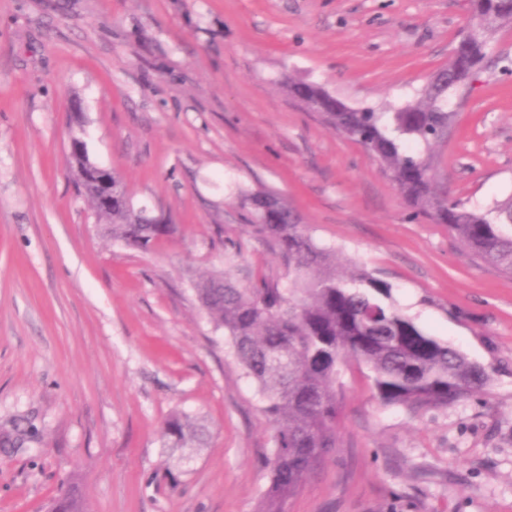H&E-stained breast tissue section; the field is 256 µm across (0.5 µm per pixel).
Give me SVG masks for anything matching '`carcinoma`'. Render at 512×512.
<instances>
[{
    "label": "carcinoma",
    "mask_w": 512,
    "mask_h": 512,
    "mask_svg": "<svg viewBox=\"0 0 512 512\" xmlns=\"http://www.w3.org/2000/svg\"><path fill=\"white\" fill-rule=\"evenodd\" d=\"M476 19L512 23V0H470ZM288 94L309 106L342 136L360 144L388 172L406 203L443 224L469 251L512 276V198L489 209L468 207L436 189L432 152L447 139L448 69L433 74L421 97L393 112L336 107L317 84L288 80ZM88 153L71 155L80 192L102 228L126 246L146 250L177 232L175 224H140L123 205L105 208L84 179ZM250 232L287 270L288 282L265 274L239 286L207 276L194 291L215 328L224 330L232 356L255 385L271 430L269 480L258 512H287L304 480L339 443L341 368L370 371L375 396L411 412L446 408L483 391L488 371L425 332L395 305L393 285L364 267L348 268L337 251L320 246L288 203L275 193L243 195ZM206 427L175 414L163 425L168 448L204 443ZM49 512H87L75 488Z\"/></svg>",
    "instance_id": "1"
}]
</instances>
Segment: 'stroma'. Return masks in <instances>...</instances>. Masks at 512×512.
Returning <instances> with one entry per match:
<instances>
[{
    "label": "stroma",
    "instance_id": "stroma-1",
    "mask_svg": "<svg viewBox=\"0 0 512 512\" xmlns=\"http://www.w3.org/2000/svg\"><path fill=\"white\" fill-rule=\"evenodd\" d=\"M472 20L468 0H0V512H257L271 430L192 282L284 278L239 195L288 200L317 242L394 286L406 314L485 366V391L418 413L343 377L340 445L288 512H512V277L413 216L359 145L292 99L415 101ZM435 150L439 188L512 196V25ZM179 231L103 236L72 137ZM174 413L203 447L166 448ZM49 512H87L78 489H70L49 506Z\"/></svg>",
    "mask_w": 512,
    "mask_h": 512
}]
</instances>
